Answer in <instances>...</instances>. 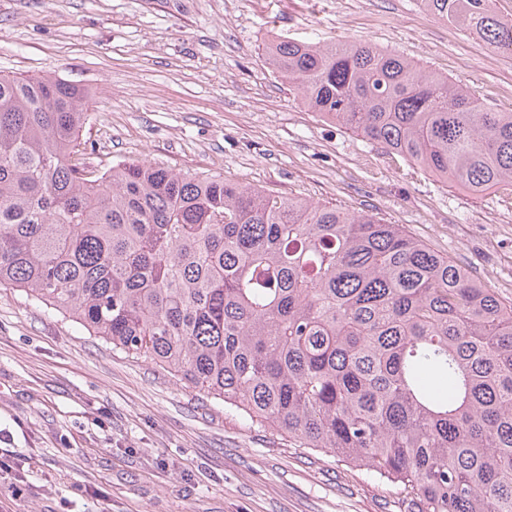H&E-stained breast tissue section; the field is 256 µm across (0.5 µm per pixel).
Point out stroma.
<instances>
[{"mask_svg": "<svg viewBox=\"0 0 512 512\" xmlns=\"http://www.w3.org/2000/svg\"><path fill=\"white\" fill-rule=\"evenodd\" d=\"M369 42L512 112V53L420 0H0V74L88 90L84 149L377 214L512 300V187L472 194L309 112L274 37ZM0 512H404L399 484L0 286Z\"/></svg>", "mask_w": 512, "mask_h": 512, "instance_id": "obj_1", "label": "stroma"}]
</instances>
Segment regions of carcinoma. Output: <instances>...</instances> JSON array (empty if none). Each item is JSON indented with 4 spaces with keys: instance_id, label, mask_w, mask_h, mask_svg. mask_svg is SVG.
Segmentation results:
<instances>
[{
    "instance_id": "carcinoma-1",
    "label": "carcinoma",
    "mask_w": 512,
    "mask_h": 512,
    "mask_svg": "<svg viewBox=\"0 0 512 512\" xmlns=\"http://www.w3.org/2000/svg\"><path fill=\"white\" fill-rule=\"evenodd\" d=\"M512 52L491 0H421ZM306 106L480 194L512 112L370 43L274 39ZM89 93L0 75V286L267 425L400 484L407 512H512V302L399 224L80 152Z\"/></svg>"
}]
</instances>
